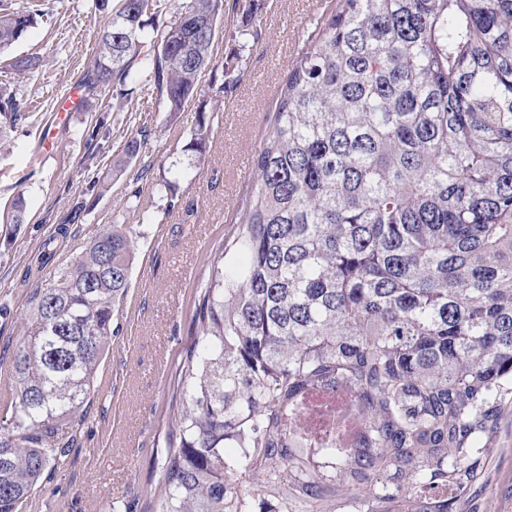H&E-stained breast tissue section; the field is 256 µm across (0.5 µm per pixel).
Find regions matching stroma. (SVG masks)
Segmentation results:
<instances>
[{"mask_svg": "<svg viewBox=\"0 0 512 512\" xmlns=\"http://www.w3.org/2000/svg\"><path fill=\"white\" fill-rule=\"evenodd\" d=\"M46 21L13 45L12 58L38 55L37 68L20 72L0 62V84L17 91L29 119L0 151V391L13 393L11 359L29 324L38 278L28 274L44 240L56 239L55 264H69L95 236L123 215L138 242L131 285L115 318L112 339L79 427L64 438L68 464L44 475L26 512H157L153 488L162 463L172 380L183 349L192 342L194 292L207 280L225 237L243 213L257 183L254 156L274 122L288 70L305 51L318 23L337 0H268L253 21L255 39L232 57L231 36L239 21L235 0H224V27L217 59L244 71L224 96H214L212 75L198 84L204 99H218L219 121L204 156L186 149L196 106L166 119L163 98L137 79L126 86L127 111H101L80 104L60 131L54 158L36 161L39 137L59 101L93 60L95 39L106 23L87 0H48ZM97 130L100 151L87 157L81 135ZM141 143L137 160L118 178L112 162L127 140ZM180 207L154 219L166 197ZM24 221L12 223L15 203ZM90 209L85 224L59 229L56 218L76 203ZM480 512H512V411L497 428L489 479Z\"/></svg>", "mask_w": 512, "mask_h": 512, "instance_id": "35a3bbf8", "label": "stroma"}]
</instances>
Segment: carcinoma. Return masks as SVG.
Listing matches in <instances>:
<instances>
[{
    "label": "carcinoma",
    "mask_w": 512,
    "mask_h": 512,
    "mask_svg": "<svg viewBox=\"0 0 512 512\" xmlns=\"http://www.w3.org/2000/svg\"><path fill=\"white\" fill-rule=\"evenodd\" d=\"M88 8L111 19L85 99L136 70L174 115L203 71L218 96L244 77L214 64L222 0H182L161 27L140 0ZM264 8L239 5V36ZM45 15L0 0V54ZM199 112L202 154L218 113ZM28 118L0 86V142ZM254 165L194 300L159 512H475L512 408V0H337ZM137 248L117 219L38 282L0 408V512H26L66 465L63 426L94 389Z\"/></svg>",
    "instance_id": "1"
}]
</instances>
